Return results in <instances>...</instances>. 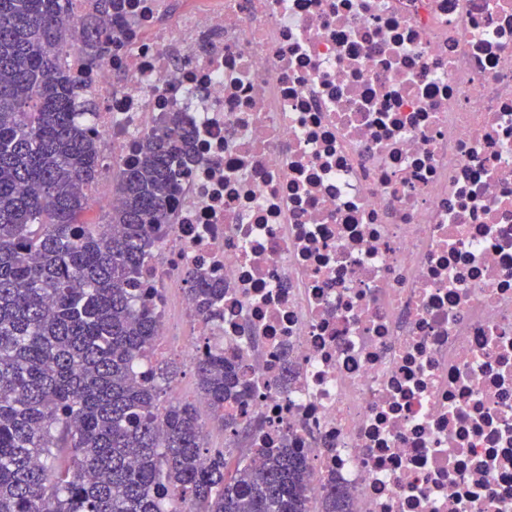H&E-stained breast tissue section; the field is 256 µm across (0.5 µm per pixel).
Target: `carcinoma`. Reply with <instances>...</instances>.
I'll return each mask as SVG.
<instances>
[{
    "label": "carcinoma",
    "mask_w": 512,
    "mask_h": 512,
    "mask_svg": "<svg viewBox=\"0 0 512 512\" xmlns=\"http://www.w3.org/2000/svg\"><path fill=\"white\" fill-rule=\"evenodd\" d=\"M69 0H0V512H351L334 484L312 492L294 448H253L228 469L233 449H206L193 402L161 401L174 374L135 369L156 335V315L135 285L190 159L178 115L161 120L112 165L122 197L105 223L82 216L101 176L87 134L95 105L58 64L56 49L81 35L93 50L121 46L100 35ZM197 311L214 313L224 289L193 275ZM210 419L245 397L234 363L205 353L194 363Z\"/></svg>",
    "instance_id": "carcinoma-1"
}]
</instances>
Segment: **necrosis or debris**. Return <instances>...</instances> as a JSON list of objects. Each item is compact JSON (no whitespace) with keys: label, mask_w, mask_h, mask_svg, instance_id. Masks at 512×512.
<instances>
[{"label":"necrosis or debris","mask_w":512,"mask_h":512,"mask_svg":"<svg viewBox=\"0 0 512 512\" xmlns=\"http://www.w3.org/2000/svg\"><path fill=\"white\" fill-rule=\"evenodd\" d=\"M121 26L96 63L57 50L96 104L95 208L165 115L194 146L140 375L235 358L249 446L354 512H512V0H129ZM191 282L194 288H191L196 301L197 311L203 315H211L224 299V288L210 284L202 278L191 274Z\"/></svg>","instance_id":"4bbe7bcc"}]
</instances>
